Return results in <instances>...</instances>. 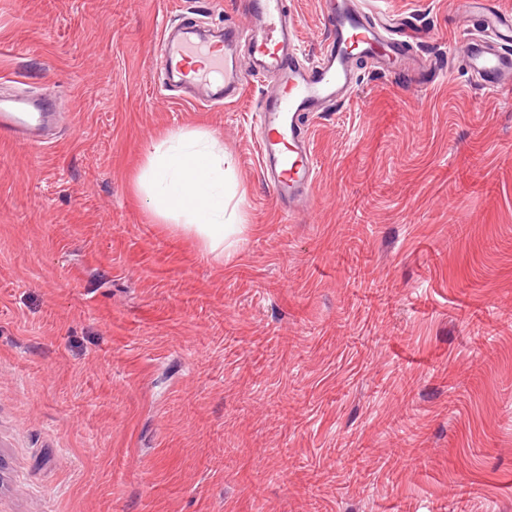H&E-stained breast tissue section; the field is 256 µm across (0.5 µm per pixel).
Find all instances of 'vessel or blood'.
Wrapping results in <instances>:
<instances>
[{
	"label": "vessel or blood",
	"mask_w": 512,
	"mask_h": 512,
	"mask_svg": "<svg viewBox=\"0 0 512 512\" xmlns=\"http://www.w3.org/2000/svg\"><path fill=\"white\" fill-rule=\"evenodd\" d=\"M256 23L243 34L252 45L250 73H243L234 60L233 34L224 36L223 56L210 47L176 34L164 33L159 43L163 65L173 60L210 56L201 82L223 80L224 89L213 93L214 101L233 97L246 76H269L274 85L259 112L262 137L258 143L261 168L276 202L285 215L302 205L315 182L311 138L303 123L305 115L340 101L357 84L356 63L370 60L383 65L407 60L402 33L405 23L383 18L371 20L356 0H324L323 16L332 42L316 63L301 66L297 59L298 32L288 19L285 0H253ZM456 10L465 17H479L481 36L463 42L459 54L479 78L483 89L494 93L512 86V15L500 11L495 0H457ZM0 139L41 147L31 133L30 115L14 103L0 99Z\"/></svg>",
	"instance_id": "b4317fda"
}]
</instances>
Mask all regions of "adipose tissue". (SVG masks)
Instances as JSON below:
<instances>
[{
  "mask_svg": "<svg viewBox=\"0 0 512 512\" xmlns=\"http://www.w3.org/2000/svg\"><path fill=\"white\" fill-rule=\"evenodd\" d=\"M224 162L223 148L209 134L178 132L153 145L141 176L149 207L194 231L219 258L225 242L240 230L227 216Z\"/></svg>",
  "mask_w": 512,
  "mask_h": 512,
  "instance_id": "ef3b65f1",
  "label": "adipose tissue"
}]
</instances>
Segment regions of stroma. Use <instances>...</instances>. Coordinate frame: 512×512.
<instances>
[{"mask_svg":"<svg viewBox=\"0 0 512 512\" xmlns=\"http://www.w3.org/2000/svg\"><path fill=\"white\" fill-rule=\"evenodd\" d=\"M321 2L287 0L305 63ZM362 2L449 71L360 63L307 119L289 219L258 161L271 79L209 107L157 63L171 22L248 25L245 0H0V98L55 92L47 146L0 140V512H512V90L472 81L454 0ZM176 131L231 162L223 258L146 205Z\"/></svg>","mask_w":512,"mask_h":512,"instance_id":"obj_1","label":"stroma"}]
</instances>
